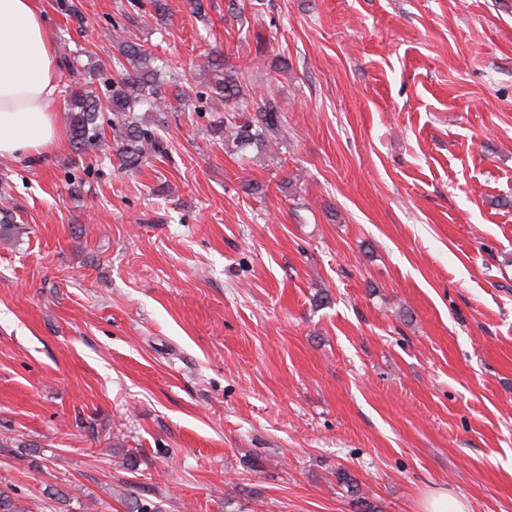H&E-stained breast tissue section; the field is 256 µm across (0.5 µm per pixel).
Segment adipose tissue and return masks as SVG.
<instances>
[{
    "label": "adipose tissue",
    "mask_w": 512,
    "mask_h": 512,
    "mask_svg": "<svg viewBox=\"0 0 512 512\" xmlns=\"http://www.w3.org/2000/svg\"><path fill=\"white\" fill-rule=\"evenodd\" d=\"M61 92L38 0H0V157L41 156L61 142Z\"/></svg>",
    "instance_id": "ef3b65f1"
}]
</instances>
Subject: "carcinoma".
<instances>
[{"label": "carcinoma", "mask_w": 512, "mask_h": 512, "mask_svg": "<svg viewBox=\"0 0 512 512\" xmlns=\"http://www.w3.org/2000/svg\"><path fill=\"white\" fill-rule=\"evenodd\" d=\"M111 36L118 44L120 58L115 62L117 74L112 77L106 99L90 88L91 71L81 66L79 59L66 58L60 64L70 81L66 98L70 142L75 150L82 151L101 140V112L107 106L112 110L116 153L126 168L134 169L153 156L167 154L163 136L135 115L143 107L148 111L167 107L165 82L159 78L162 64L154 53L123 39L119 29H113ZM198 69L200 74L210 75V93L224 102V151L235 153L251 144L266 148L278 145L285 113L275 99L252 95L244 68L228 66L210 55ZM337 478L361 505V512H376L375 506L361 495L356 478L346 472L337 473Z\"/></svg>", "instance_id": "obj_1"}]
</instances>
